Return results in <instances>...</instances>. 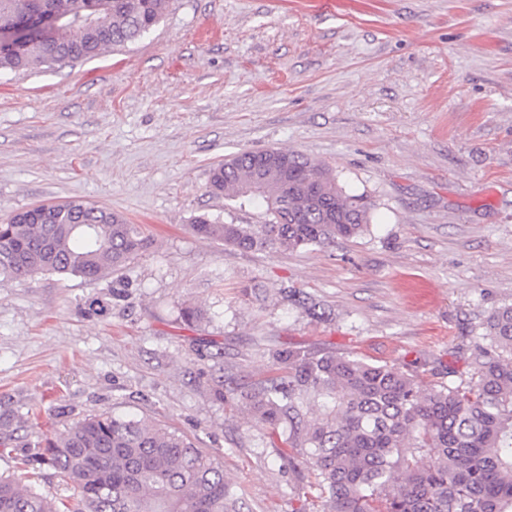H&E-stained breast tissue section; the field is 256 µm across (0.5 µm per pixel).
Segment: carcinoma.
Segmentation results:
<instances>
[{
    "mask_svg": "<svg viewBox=\"0 0 512 512\" xmlns=\"http://www.w3.org/2000/svg\"><path fill=\"white\" fill-rule=\"evenodd\" d=\"M169 0H0V31L62 12L76 21L0 43V70L93 59L158 25ZM242 151L213 168L210 189L265 208L263 224L202 215L201 238L242 250L296 251L361 235L371 205L329 165L298 151ZM152 246L122 215L74 199L0 224V281L35 273L105 279ZM195 304L181 321L199 324ZM274 374L231 394L254 420L287 433L289 464L323 512H512V305L488 318L468 382L425 384L395 364L285 349ZM32 462L78 488L65 504L0 473V512H239L223 462L147 418L103 412L36 430Z\"/></svg>",
    "mask_w": 512,
    "mask_h": 512,
    "instance_id": "1",
    "label": "carcinoma"
}]
</instances>
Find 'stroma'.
I'll return each mask as SVG.
<instances>
[{
    "mask_svg": "<svg viewBox=\"0 0 512 512\" xmlns=\"http://www.w3.org/2000/svg\"><path fill=\"white\" fill-rule=\"evenodd\" d=\"M270 147L328 164L370 202L368 231L294 252L193 234L200 215L264 222L209 181ZM71 199L153 245L106 280L0 284V473L30 420L113 410L220 456L241 512H322L285 435L211 398L210 367L230 389L296 346L470 375L512 304V0H171L133 44L0 71V221ZM188 303L207 321L184 324Z\"/></svg>",
    "mask_w": 512,
    "mask_h": 512,
    "instance_id": "stroma-1",
    "label": "stroma"
}]
</instances>
